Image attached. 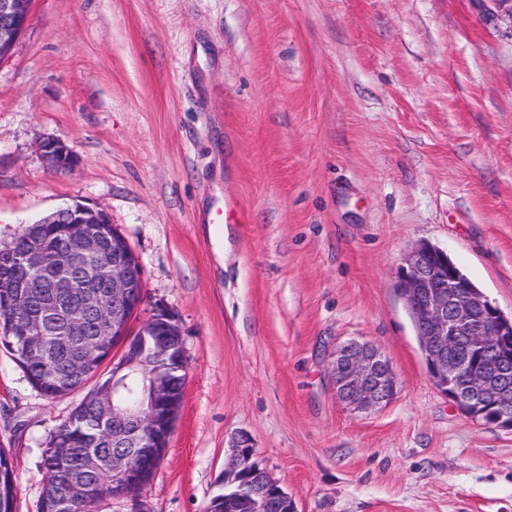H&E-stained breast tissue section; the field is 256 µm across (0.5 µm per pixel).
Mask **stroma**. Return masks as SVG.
<instances>
[{
  "label": "stroma",
  "instance_id": "obj_1",
  "mask_svg": "<svg viewBox=\"0 0 512 512\" xmlns=\"http://www.w3.org/2000/svg\"><path fill=\"white\" fill-rule=\"evenodd\" d=\"M75 203L138 257L136 322L157 302L183 333L147 512H209L242 432L296 512H512V430L434 385L395 287L426 241L512 316V0H32L0 62V244ZM354 338L397 377L367 414L327 361ZM85 395L0 349L18 512ZM39 149L51 169L71 170L77 160L75 151L65 143L48 138L40 142Z\"/></svg>",
  "mask_w": 512,
  "mask_h": 512
}]
</instances>
